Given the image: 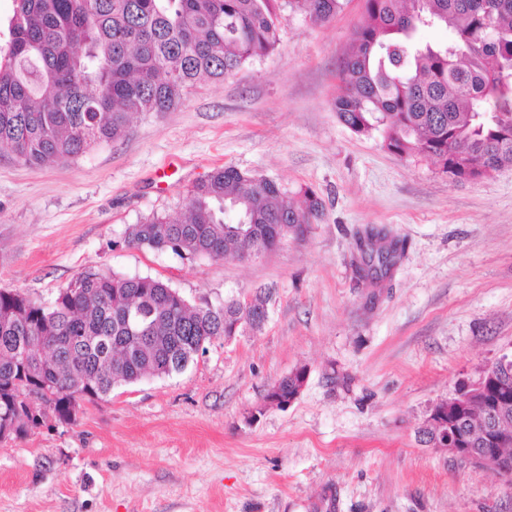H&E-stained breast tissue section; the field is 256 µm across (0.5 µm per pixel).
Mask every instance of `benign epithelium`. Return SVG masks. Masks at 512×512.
Returning <instances> with one entry per match:
<instances>
[{"instance_id": "7a95c632", "label": "benign epithelium", "mask_w": 512, "mask_h": 512, "mask_svg": "<svg viewBox=\"0 0 512 512\" xmlns=\"http://www.w3.org/2000/svg\"><path fill=\"white\" fill-rule=\"evenodd\" d=\"M475 404L483 409L482 448L472 447L470 435L460 425L462 416ZM511 412L512 356L504 354L476 381L460 385L452 397L436 403L421 429L428 444L488 468L509 483L512 470L506 465V449L512 447V431L504 430L501 423Z\"/></svg>"}]
</instances>
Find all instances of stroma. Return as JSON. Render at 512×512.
I'll return each mask as SVG.
<instances>
[{"label":"stroma","mask_w":512,"mask_h":512,"mask_svg":"<svg viewBox=\"0 0 512 512\" xmlns=\"http://www.w3.org/2000/svg\"><path fill=\"white\" fill-rule=\"evenodd\" d=\"M362 19L363 0L324 24L287 17L272 54L78 159L0 155V289L48 304L95 268L196 306L272 293L261 332L0 443V512H512V485L418 438L432 404L512 351V165L457 182L345 127L332 100ZM222 165L312 187L321 220L255 260L124 245ZM370 226L403 246L376 287L351 265ZM302 366L297 400L255 415Z\"/></svg>","instance_id":"35a3bbf8"}]
</instances>
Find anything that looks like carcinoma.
I'll return each mask as SVG.
<instances>
[{
  "label": "carcinoma",
  "mask_w": 512,
  "mask_h": 512,
  "mask_svg": "<svg viewBox=\"0 0 512 512\" xmlns=\"http://www.w3.org/2000/svg\"><path fill=\"white\" fill-rule=\"evenodd\" d=\"M0 49V150L27 165L68 162L124 135L139 114L166 112L202 80L222 81L272 52L284 13L327 22L348 0H12ZM444 30L440 42L422 39ZM353 133H381L401 157L434 160L456 181L512 164V0H365L333 100ZM324 211L234 166L188 191L177 219L132 224L129 248L194 260L237 257L240 225L269 246L310 232ZM358 236V274L377 278L398 242ZM272 295L193 307L151 276L87 269L45 305L0 289V429L23 440L76 420L81 402L116 386L183 371L232 333L259 332ZM301 367L262 397L297 393Z\"/></svg>",
  "instance_id": "carcinoma-1"
}]
</instances>
